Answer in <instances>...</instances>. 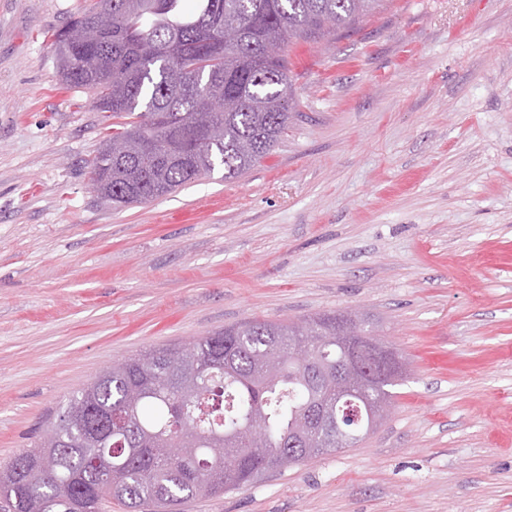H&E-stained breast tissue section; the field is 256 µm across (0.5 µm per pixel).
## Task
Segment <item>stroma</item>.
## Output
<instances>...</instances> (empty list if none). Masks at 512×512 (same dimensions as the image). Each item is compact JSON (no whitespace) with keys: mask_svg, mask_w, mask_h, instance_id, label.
Wrapping results in <instances>:
<instances>
[{"mask_svg":"<svg viewBox=\"0 0 512 512\" xmlns=\"http://www.w3.org/2000/svg\"><path fill=\"white\" fill-rule=\"evenodd\" d=\"M94 2L0 0V464L146 347L358 312L406 364L383 423L181 512H512V0L292 39L275 148L124 208L90 189L112 116L50 48Z\"/></svg>","mask_w":512,"mask_h":512,"instance_id":"obj_1","label":"stroma"}]
</instances>
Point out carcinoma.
<instances>
[{
    "label": "carcinoma",
    "instance_id": "1",
    "mask_svg": "<svg viewBox=\"0 0 512 512\" xmlns=\"http://www.w3.org/2000/svg\"><path fill=\"white\" fill-rule=\"evenodd\" d=\"M179 2L97 0L52 34L61 81L94 90L96 108L118 119L107 139L122 151L105 146L91 165L93 189L114 207L254 166L288 126L285 43L347 29L385 0H197L177 16ZM93 15L104 27L96 45L80 36ZM296 336L329 361L346 358L360 376L353 393L336 401V385L298 364ZM382 348L341 313L241 321L150 347L74 392L39 442L0 467V502L5 512H99L109 499L129 512H178L334 452L317 434L290 442L315 397L333 409L391 402L402 363L394 351L385 371Z\"/></svg>",
    "mask_w": 512,
    "mask_h": 512
}]
</instances>
